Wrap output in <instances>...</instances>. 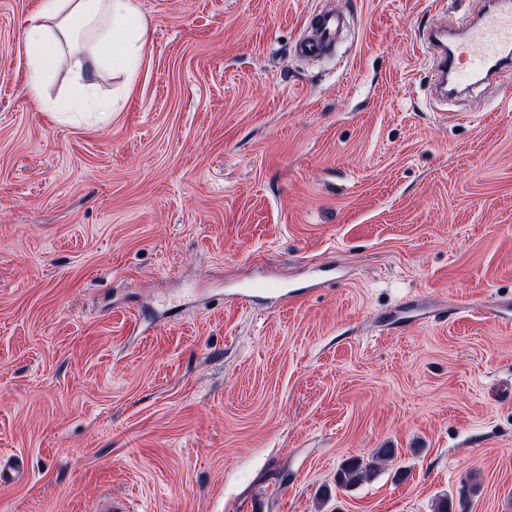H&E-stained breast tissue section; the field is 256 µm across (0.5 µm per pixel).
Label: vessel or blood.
I'll list each match as a JSON object with an SVG mask.
<instances>
[{"label": "vessel or blood", "instance_id": "b4317fda", "mask_svg": "<svg viewBox=\"0 0 512 512\" xmlns=\"http://www.w3.org/2000/svg\"><path fill=\"white\" fill-rule=\"evenodd\" d=\"M345 27V15L333 10L314 11L295 45L296 53L310 58L327 55ZM428 41L438 48L437 77L441 81L458 85L493 81L512 71V5L489 0L483 14L466 27L452 47H443L436 31L429 34Z\"/></svg>", "mask_w": 512, "mask_h": 512}]
</instances>
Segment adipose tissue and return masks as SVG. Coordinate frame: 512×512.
Returning <instances> with one entry per match:
<instances>
[{"mask_svg": "<svg viewBox=\"0 0 512 512\" xmlns=\"http://www.w3.org/2000/svg\"><path fill=\"white\" fill-rule=\"evenodd\" d=\"M30 69L29 95L40 98L43 77L59 64L63 50H71L78 103L60 102L67 113L82 106L105 118L112 102L93 97L91 81L100 67L134 78L148 54L147 28L135 0H40L23 31Z\"/></svg>", "mask_w": 512, "mask_h": 512, "instance_id": "ef3b65f1", "label": "adipose tissue"}]
</instances>
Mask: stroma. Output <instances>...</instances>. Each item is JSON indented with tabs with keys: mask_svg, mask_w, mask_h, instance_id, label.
<instances>
[{
	"mask_svg": "<svg viewBox=\"0 0 512 512\" xmlns=\"http://www.w3.org/2000/svg\"><path fill=\"white\" fill-rule=\"evenodd\" d=\"M136 2L143 68L64 120L0 0V512H512V74L440 106L418 50L484 0ZM345 27V15L334 10L314 11L308 22V29L295 45L296 53L310 58L327 55L344 32ZM396 455L397 449L379 448L371 462L366 463L358 458H353L341 469L338 482L344 488L369 482L377 472V463L386 462Z\"/></svg>",
	"mask_w": 512,
	"mask_h": 512,
	"instance_id": "35a3bbf8",
	"label": "stroma"
}]
</instances>
